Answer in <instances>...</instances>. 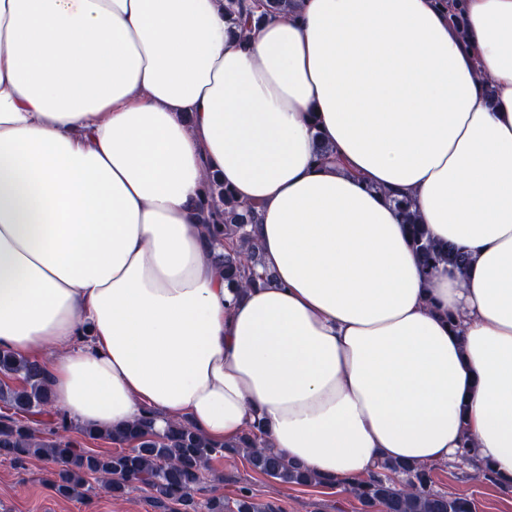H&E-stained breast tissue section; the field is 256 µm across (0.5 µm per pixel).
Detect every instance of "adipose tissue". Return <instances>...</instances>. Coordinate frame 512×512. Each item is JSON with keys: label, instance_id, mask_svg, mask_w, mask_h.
Returning <instances> with one entry per match:
<instances>
[{"label": "adipose tissue", "instance_id": "adipose-tissue-1", "mask_svg": "<svg viewBox=\"0 0 512 512\" xmlns=\"http://www.w3.org/2000/svg\"><path fill=\"white\" fill-rule=\"evenodd\" d=\"M0 0V348L83 428H249L341 490L468 456L512 491V0ZM331 156L317 162L319 144ZM259 208L237 296L205 172ZM469 258L423 275L388 195ZM299 0H227L224 4V19L228 24V31L237 34L248 30L256 19L264 17H288L295 12Z\"/></svg>", "mask_w": 512, "mask_h": 512}]
</instances>
